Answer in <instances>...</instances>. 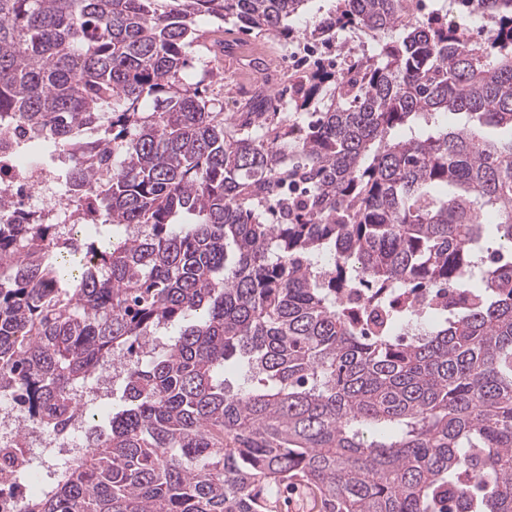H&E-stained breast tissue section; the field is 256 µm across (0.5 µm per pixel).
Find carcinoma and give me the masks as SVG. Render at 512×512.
Segmentation results:
<instances>
[{"mask_svg":"<svg viewBox=\"0 0 512 512\" xmlns=\"http://www.w3.org/2000/svg\"><path fill=\"white\" fill-rule=\"evenodd\" d=\"M309 0H0V116L80 159V248L0 223V392L63 429L125 368L91 451L22 512H512V0H337L375 52L224 122L181 73L202 18L288 37ZM247 362L234 391L225 371ZM426 8L420 15L427 16L431 12H439L441 14L448 13V24L460 25L466 34L476 40L484 36L485 30L482 27V22L478 19L462 15L456 10L453 0H424ZM284 495V504H282L279 512H320L319 509H312V499L303 487H290Z\"/></svg>","mask_w":512,"mask_h":512,"instance_id":"carcinoma-1","label":"carcinoma"}]
</instances>
